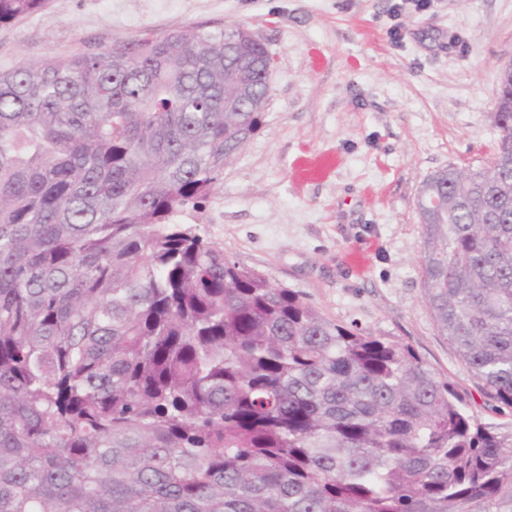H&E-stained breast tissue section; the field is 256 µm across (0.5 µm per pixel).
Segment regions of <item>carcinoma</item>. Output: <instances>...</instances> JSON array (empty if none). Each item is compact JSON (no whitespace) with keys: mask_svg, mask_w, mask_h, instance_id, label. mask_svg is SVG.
<instances>
[{"mask_svg":"<svg viewBox=\"0 0 512 512\" xmlns=\"http://www.w3.org/2000/svg\"><path fill=\"white\" fill-rule=\"evenodd\" d=\"M48 0H0V24ZM201 27L0 68V512H512V427L174 214L267 97ZM238 56L263 61L243 39ZM493 156L430 182L426 304L512 408V72Z\"/></svg>","mask_w":512,"mask_h":512,"instance_id":"obj_1","label":"carcinoma"}]
</instances>
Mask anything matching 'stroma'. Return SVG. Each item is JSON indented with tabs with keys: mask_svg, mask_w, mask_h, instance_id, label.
I'll use <instances>...</instances> for the list:
<instances>
[{
	"mask_svg": "<svg viewBox=\"0 0 512 512\" xmlns=\"http://www.w3.org/2000/svg\"><path fill=\"white\" fill-rule=\"evenodd\" d=\"M241 25L274 58L261 128L179 224L328 317L410 345L482 421L512 424L425 303L417 199L478 168L512 63V0H49L0 25V67L176 30Z\"/></svg>",
	"mask_w": 512,
	"mask_h": 512,
	"instance_id": "stroma-1",
	"label": "stroma"
}]
</instances>
